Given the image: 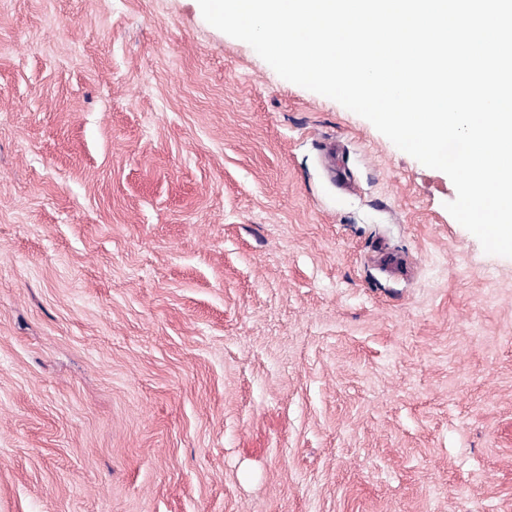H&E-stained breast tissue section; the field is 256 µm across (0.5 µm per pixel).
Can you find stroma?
<instances>
[{"instance_id":"stroma-1","label":"stroma","mask_w":512,"mask_h":512,"mask_svg":"<svg viewBox=\"0 0 512 512\" xmlns=\"http://www.w3.org/2000/svg\"><path fill=\"white\" fill-rule=\"evenodd\" d=\"M198 0H0V512H512V258Z\"/></svg>"}]
</instances>
